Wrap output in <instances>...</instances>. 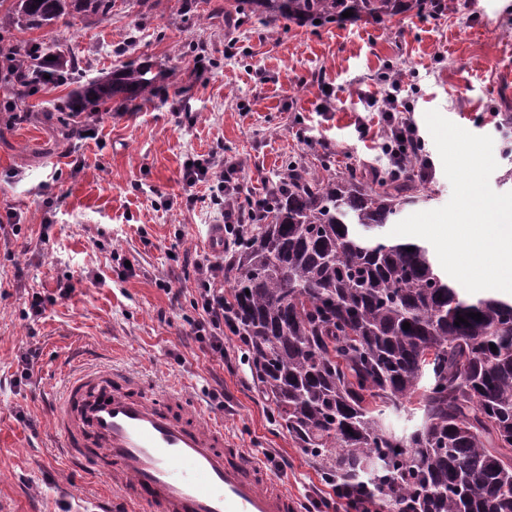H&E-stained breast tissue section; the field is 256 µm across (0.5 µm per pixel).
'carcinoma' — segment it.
I'll use <instances>...</instances> for the list:
<instances>
[{"instance_id":"carcinoma-1","label":"carcinoma","mask_w":512,"mask_h":512,"mask_svg":"<svg viewBox=\"0 0 512 512\" xmlns=\"http://www.w3.org/2000/svg\"><path fill=\"white\" fill-rule=\"evenodd\" d=\"M114 5L10 0L8 10L16 24L39 29L75 14L105 18ZM406 7L431 10L433 0H224L211 18L255 16L275 32L348 9L389 22ZM0 51L12 65L7 107L78 66L25 41ZM163 77L176 71L130 62L72 90L56 111L75 117L145 100ZM402 160L405 173L388 167L370 177L332 170L327 159L320 175L288 157L257 223H237L250 199L224 197L234 235L224 328L238 337L275 421L351 503L512 512V300L464 295L428 247L383 234L405 205L427 198L432 174L417 172L424 145L412 144ZM459 316L466 322L457 326ZM394 417L416 423L398 430Z\"/></svg>"}]
</instances>
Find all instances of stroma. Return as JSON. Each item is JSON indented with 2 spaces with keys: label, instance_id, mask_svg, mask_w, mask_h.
<instances>
[{
  "label": "stroma",
  "instance_id": "stroma-1",
  "mask_svg": "<svg viewBox=\"0 0 512 512\" xmlns=\"http://www.w3.org/2000/svg\"><path fill=\"white\" fill-rule=\"evenodd\" d=\"M441 17L409 10L383 23L350 19L289 24L277 34L256 20L225 26L208 0H116L106 18L74 17L26 29L0 9V36L80 59L66 81L19 101L24 121L0 111V220L17 213L19 231L0 235V512H132L133 507L70 465L50 434L49 411L75 367L129 366L150 382L180 387L224 420L250 458L278 451L290 466L280 480L310 505L326 495L313 461L271 417L234 336L223 364L195 340L196 277L185 258L223 269L205 244L223 223L209 182L186 206L182 174L195 159L231 172L264 194L285 157L320 168H383L384 76L401 71L402 95L432 163L430 199L405 214L444 206L452 187L424 115L439 111L476 135L491 136L498 163L491 188L512 191V0H447ZM149 59L175 70L181 93L135 106L81 113L79 136L59 134L60 98L89 78ZM331 94H324L323 85ZM368 136H360V124ZM70 286L59 296L61 286ZM50 300L29 316L33 294ZM36 350L30 368L21 357ZM29 371L20 380L21 371ZM223 389V401L212 390Z\"/></svg>",
  "mask_w": 512,
  "mask_h": 512
}]
</instances>
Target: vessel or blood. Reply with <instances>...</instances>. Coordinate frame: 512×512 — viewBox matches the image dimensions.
Returning a JSON list of instances; mask_svg holds the SVG:
<instances>
[{
	"instance_id": "1",
	"label": "vessel or blood",
	"mask_w": 512,
	"mask_h": 512,
	"mask_svg": "<svg viewBox=\"0 0 512 512\" xmlns=\"http://www.w3.org/2000/svg\"><path fill=\"white\" fill-rule=\"evenodd\" d=\"M73 462L135 512H300L298 498L179 389L152 395L133 370L70 372L51 409Z\"/></svg>"
}]
</instances>
